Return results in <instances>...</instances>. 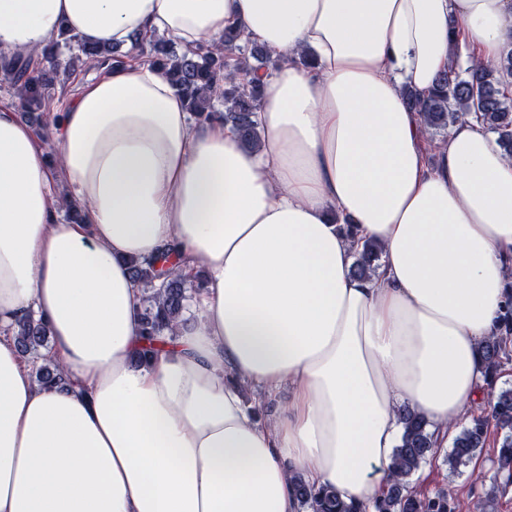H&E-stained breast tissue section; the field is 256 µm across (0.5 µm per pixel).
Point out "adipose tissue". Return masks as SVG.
I'll return each mask as SVG.
<instances>
[{"label": "adipose tissue", "mask_w": 512, "mask_h": 512, "mask_svg": "<svg viewBox=\"0 0 512 512\" xmlns=\"http://www.w3.org/2000/svg\"><path fill=\"white\" fill-rule=\"evenodd\" d=\"M232 27L281 61L252 150L139 61L79 84L40 132L0 102V512H301L297 477L369 503L400 407L442 440L484 394L512 156L467 118L429 164L403 88L428 93L459 43L496 63L512 0H0V67L42 63L64 31L195 51ZM366 240L383 252L357 278ZM171 243L205 285L140 363L129 261ZM29 316L64 384L38 385L18 350Z\"/></svg>", "instance_id": "obj_1"}]
</instances>
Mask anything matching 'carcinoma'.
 Listing matches in <instances>:
<instances>
[{
    "instance_id": "cac0c4a2",
    "label": "carcinoma",
    "mask_w": 512,
    "mask_h": 512,
    "mask_svg": "<svg viewBox=\"0 0 512 512\" xmlns=\"http://www.w3.org/2000/svg\"><path fill=\"white\" fill-rule=\"evenodd\" d=\"M132 56L164 72L184 98L194 120L217 118L235 129L243 148L259 146L256 112L261 108L262 90L258 74L275 70L278 61L263 48L244 41L240 31L233 28L224 32L222 45L193 52L157 35L137 40L133 51L126 53L113 46L86 45L64 32L48 64L35 70L28 58L18 57L1 69L0 88L12 90L23 114L37 125L54 101L70 91L81 71L100 70ZM405 97L408 107L421 116L430 136H447L450 127L471 115L512 156V49L492 66L478 62L458 64L443 73L429 94L408 89ZM380 255L378 243L365 241L353 273L371 276ZM179 261V254L173 249L161 252L155 261H129L132 276L142 288L137 312L147 345L137 354L140 362L154 353L157 336L172 329L192 294L202 286L199 279L189 282L173 272ZM13 336L20 352L32 359L39 358L41 350L49 345L45 324L31 316L16 325ZM481 357L483 379L490 391L484 414L473 415L458 426L445 462L455 471L476 456L484 446L487 423L492 419L505 431L495 459L505 489L512 482V387L498 389L496 383L501 368L512 362V294L502 307L495 331L481 343ZM398 419L402 434L392 455L390 484L380 498L370 504H347L332 487L315 488L296 479L303 512H460L451 489L439 488L430 495L414 489L412 476L436 457L437 448L422 414L406 406L399 410Z\"/></svg>"
}]
</instances>
